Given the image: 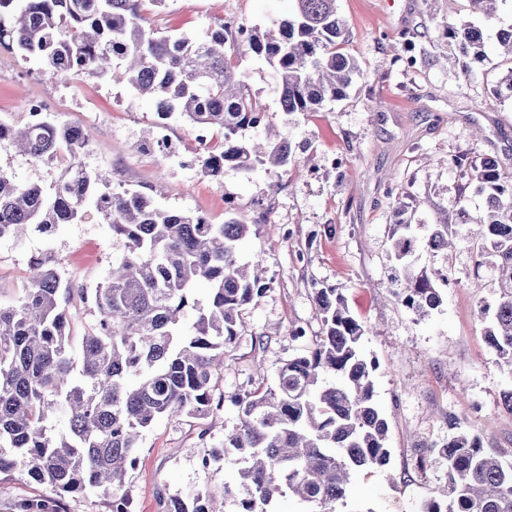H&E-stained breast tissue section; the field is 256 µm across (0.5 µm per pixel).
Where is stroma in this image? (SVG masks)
I'll return each mask as SVG.
<instances>
[{"label":"stroma","instance_id":"obj_1","mask_svg":"<svg viewBox=\"0 0 512 512\" xmlns=\"http://www.w3.org/2000/svg\"><path fill=\"white\" fill-rule=\"evenodd\" d=\"M337 8L347 28L344 50L362 73L345 98L323 110L280 111L269 67L251 54L238 56L250 93L269 117L242 136L289 141L294 158L285 167L250 174L228 167L221 180L211 179L198 162L206 148L181 119L166 124L172 152H153L155 105L125 81L84 74L66 83L28 82L20 77L28 61L1 47L0 116L23 124L27 100L43 97L59 122L91 128L85 162L112 186L141 191L168 209L207 214L215 224L232 216L251 225L241 259L262 260L269 288L246 308L240 337L225 347L216 394L272 385L283 363L321 332L317 289H342L352 314L371 328L364 348L378 363L375 399L390 450L387 469L356 478L345 512H416L422 500L446 490L445 468L425 457L426 443L447 442L461 430L481 434L512 458V411L501 400L512 381L485 339L489 318L480 307L493 304L495 293L491 279L474 286L476 240L420 255L421 265L445 277L438 285L442 304L430 317L414 319L387 288L394 200L409 203L417 224L436 223L444 209L475 218L483 199L449 172V162L489 157L512 167V98L493 95L512 65L492 52L475 78L465 79L466 59L445 36L447 25L460 20L495 35L512 25V0H500L490 22L472 13L469 0H337ZM292 11L291 0H166L149 23L198 35L221 16L275 33ZM408 39L423 53L412 67L395 57ZM59 169L54 161H24L0 141V170L19 181L47 184ZM117 252L109 225L92 208L82 222L51 235L32 230L1 240L0 303L21 294L35 254L51 255L76 285L93 288ZM298 326L306 335L296 340L289 331ZM239 424L228 401L202 419L156 420L127 479L135 512H164L166 496L235 479L234 462L206 470L201 458ZM50 494L21 471L0 474V512H20L21 503Z\"/></svg>","mask_w":512,"mask_h":512}]
</instances>
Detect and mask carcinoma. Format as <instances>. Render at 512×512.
<instances>
[{"mask_svg":"<svg viewBox=\"0 0 512 512\" xmlns=\"http://www.w3.org/2000/svg\"><path fill=\"white\" fill-rule=\"evenodd\" d=\"M293 2L276 35L256 26L235 33L219 19L197 38L147 26V13L164 0H0V45L37 58L56 82L110 71L153 99L160 118L175 114L199 131H223L222 152L199 159L204 174L218 179L226 166L251 173L293 158L286 141L242 138V130L266 124L268 113L229 51L243 47L272 70L284 112H317L361 75L342 51L346 28L336 0ZM447 35L471 62L485 61L481 28L461 20ZM3 139L27 161L63 155L68 165L47 187L0 171V240L31 228L50 234L82 219L91 203L123 253L92 289L73 288L48 256L33 261L24 294L0 304V473L22 470L58 496L101 490L109 512H131L125 478L137 465L143 432L160 416L203 418L223 402L214 397L220 355L267 287L260 261L240 258L251 225L233 217L213 224L164 209L138 190L113 188L82 161L90 139L81 126L49 118L18 129L0 120ZM455 166L485 200L473 221L460 211V223L477 226L476 266L491 268L497 288L486 340L512 377V170L491 159ZM408 209L399 203L391 225L397 266L390 288L421 319L442 297L412 257L421 246L441 251L459 241L460 223L448 221L445 210L420 243ZM200 281L209 285L203 303L193 295ZM76 291L93 316L78 360L68 314ZM316 302L322 329L313 346L288 359L273 385L232 396L240 426L202 457L204 468L241 463L235 481L173 495L166 512H223L219 500L236 502L238 512H274L286 491L310 512H339L359 471L388 466L387 423L372 380L378 364L362 348L369 327L351 314L339 288L319 289ZM58 415L67 419L65 433L55 432ZM430 453L446 462L448 492L424 500L419 512H512V459L481 436L459 433Z\"/></svg>","mask_w":512,"mask_h":512,"instance_id":"1","label":"carcinoma"}]
</instances>
